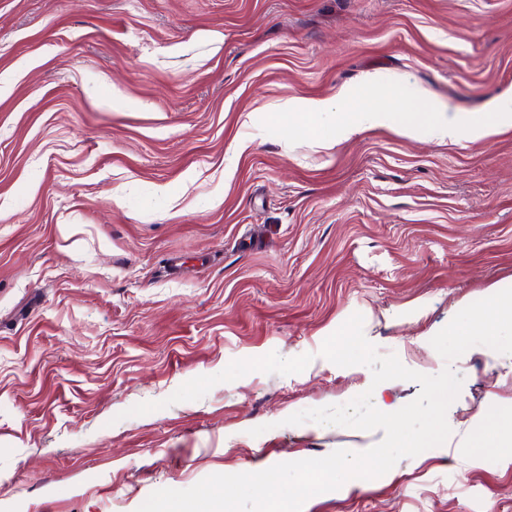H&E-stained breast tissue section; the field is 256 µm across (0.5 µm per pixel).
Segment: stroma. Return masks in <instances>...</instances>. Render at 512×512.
<instances>
[{"instance_id": "stroma-1", "label": "stroma", "mask_w": 512, "mask_h": 512, "mask_svg": "<svg viewBox=\"0 0 512 512\" xmlns=\"http://www.w3.org/2000/svg\"><path fill=\"white\" fill-rule=\"evenodd\" d=\"M370 76L480 116L512 92V0H0V512H137L379 443L286 422L370 387L319 354L355 313L462 378L473 442L303 512H512V335L491 369L424 342L512 289V131L324 149L275 114Z\"/></svg>"}]
</instances>
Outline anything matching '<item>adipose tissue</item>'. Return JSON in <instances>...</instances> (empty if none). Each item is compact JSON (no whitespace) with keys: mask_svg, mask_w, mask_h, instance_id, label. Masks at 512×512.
<instances>
[{"mask_svg":"<svg viewBox=\"0 0 512 512\" xmlns=\"http://www.w3.org/2000/svg\"><path fill=\"white\" fill-rule=\"evenodd\" d=\"M369 88L383 98L381 105L369 107L359 104L355 89L344 87L335 99L293 98L281 104L280 110L289 119L301 120L310 137L325 148L351 140L363 131L376 127H389L400 130L411 139H426L438 144L486 142L492 137L512 130V97L492 100L487 112L481 118L462 122L453 112H438L424 96H417L415 103H408L402 97H383V88L376 81H369ZM354 101L356 111L345 113L334 125H326L325 120L332 115L335 102ZM488 299L485 305L472 308L474 318L485 321L483 331L485 342L481 353L487 366L498 362V329L512 327V290L499 284L487 288Z\"/></svg>","mask_w":512,"mask_h":512,"instance_id":"ef3b65f1","label":"adipose tissue"}]
</instances>
